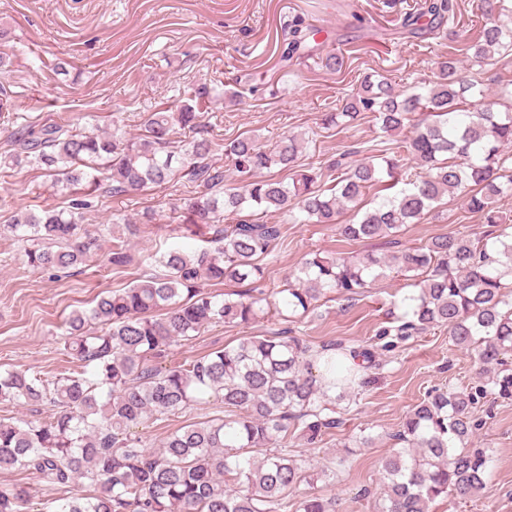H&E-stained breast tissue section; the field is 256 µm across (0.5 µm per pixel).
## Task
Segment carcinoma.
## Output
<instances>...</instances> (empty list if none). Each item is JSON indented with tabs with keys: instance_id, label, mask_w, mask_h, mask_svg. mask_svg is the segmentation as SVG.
Here are the masks:
<instances>
[{
	"instance_id": "cac0c4a2",
	"label": "carcinoma",
	"mask_w": 512,
	"mask_h": 512,
	"mask_svg": "<svg viewBox=\"0 0 512 512\" xmlns=\"http://www.w3.org/2000/svg\"><path fill=\"white\" fill-rule=\"evenodd\" d=\"M493 18L512 16V0H481ZM454 0H423L407 17L416 34L454 14ZM314 30L300 20L289 28L288 54L307 46ZM481 62L512 52V30L491 21L467 46ZM216 98L227 106L237 96L216 87L194 90L192 103L150 112L144 129L127 136L115 124L99 134L65 120L38 131L17 133L0 154V168L35 166L70 193L65 210L22 213L7 225L25 243L29 266L60 272L87 262L95 239L82 231L83 183L115 197L162 187L177 175L193 194L174 210L188 224L213 230L211 245L163 254L161 273H145L124 290L99 294L93 305L68 315L65 350L83 364L76 376L43 381L22 371L0 372V404L48 405L43 421L0 419V470L29 471L60 496L51 512H336V500L308 495L296 502L288 491L335 472L316 470L286 448L291 429L309 444L340 424L336 399L348 395L354 371L343 358L361 357L377 369L372 348L342 343L313 345L299 336H246L199 358L162 365L170 348L211 324L249 325L268 314L286 321L307 316L337 294L356 299L376 280L396 272L418 278V291L403 298L402 323L385 327L405 341L431 328H445L451 342L475 350L484 379L470 391L435 389L406 415L382 466L384 492L378 512H429L440 497L466 499L488 493V450L472 446L481 400L512 395V234L472 238L450 233L397 255L305 257L283 287L262 288L261 259L282 238V227L263 220L278 212L293 224H337L346 241L390 237L418 223L446 197L464 195L484 223L505 229L512 219L497 203L512 191V113L485 101L482 84L462 75L460 60L441 62L436 79L420 92L400 90L382 78L366 79L341 111L324 112L322 124L344 129L367 112L383 132L410 134L394 154L381 149L354 162L333 161L299 168L305 138L290 134L272 144L237 137L224 144L238 180L211 163L213 142L202 124L203 107ZM191 136L175 139L180 131ZM292 172L284 182L262 175ZM390 183L393 192L362 211L367 189ZM249 214H244V211ZM204 280L247 284L220 298L204 293ZM224 404V417L171 432L149 450L134 429L152 418H169L194 405ZM87 481L94 493L79 485ZM29 498L22 488L0 489V512H21Z\"/></svg>"
}]
</instances>
